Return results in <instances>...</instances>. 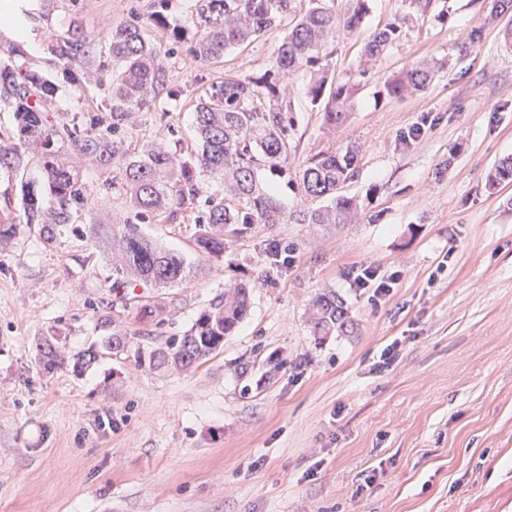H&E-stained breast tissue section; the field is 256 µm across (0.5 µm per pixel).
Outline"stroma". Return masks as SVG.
Instances as JSON below:
<instances>
[{
  "instance_id": "35a3bbf8",
  "label": "stroma",
  "mask_w": 512,
  "mask_h": 512,
  "mask_svg": "<svg viewBox=\"0 0 512 512\" xmlns=\"http://www.w3.org/2000/svg\"><path fill=\"white\" fill-rule=\"evenodd\" d=\"M363 33L333 43L337 81L356 86L348 122L327 128L295 81L293 165L361 148L345 188L352 224H255L186 288H143L111 316L128 350L85 373L45 371L38 337L76 352L99 343L112 304L109 270L81 231L123 219L121 199L96 200L80 229L48 243L27 225L19 181L14 238L0 248V512H512V184L486 177L512 155V12L493 0H433L391 48L366 58V34L408 9L371 0ZM151 0H80L29 17L28 64L56 87L60 123L94 115L95 87L56 66L50 40L150 12ZM284 30L188 65L186 44L163 58L155 111L129 113L125 148L194 141V101L225 73L263 71ZM443 66L425 89L377 95L419 61ZM142 232L200 264L193 224ZM397 274L389 296L352 285L362 264ZM248 315L215 357L155 370L137 349L182 335L252 270ZM343 297L348 333L314 334L316 293ZM165 311L142 317L143 304ZM395 345L391 364L382 351Z\"/></svg>"
}]
</instances>
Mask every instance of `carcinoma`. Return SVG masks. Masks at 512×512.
I'll use <instances>...</instances> for the list:
<instances>
[{
	"mask_svg": "<svg viewBox=\"0 0 512 512\" xmlns=\"http://www.w3.org/2000/svg\"><path fill=\"white\" fill-rule=\"evenodd\" d=\"M166 0H154L145 21L109 25L96 39L76 30L48 45V51L66 70L94 68L96 87L106 96L89 123L59 124L52 118L53 84L38 71L18 61L24 55L9 43L7 61L0 62V108L13 112L14 131L9 143L0 138V178L9 180L35 159L40 182H21L22 204L30 224L53 242L79 214L91 208L99 195L114 193L125 199L136 221L123 224H88L86 235L95 252L109 261V280L115 300L134 299L138 287H183L205 272L187 263L176 251L166 250L139 231V225L164 219L168 223L195 224L194 242L202 255L219 259L229 247L224 233L238 235L251 224H348L359 203L343 193L358 173L361 150L351 144L332 152L311 155L292 169L290 157L295 131L290 85L298 73L309 75L305 95L323 111L325 124L336 128L350 116L355 85L338 83L331 76L326 46L340 37L361 32L370 0H202L188 16L186 27L197 32L190 41V61L219 65L226 51L248 46L264 32L284 26L287 33L268 68L255 75H224L198 96L194 104V130L199 149L185 151L166 143H150L131 155L122 142L112 139L113 129L127 113L150 112L163 91L165 73L161 51L168 38H183L169 31L164 14ZM412 16L395 18L367 37L365 53L375 56L391 47ZM155 29L157 41L148 33ZM441 63L424 60L385 81L379 95L398 99L408 91L424 89ZM96 162L112 175L92 192L76 162L65 150ZM224 181V198H206L202 177ZM512 183V157L495 163L486 185L495 190ZM295 188L306 200L327 198L325 206L286 210L278 197L280 185ZM254 280H241L224 299L205 309L181 336H171L148 354L137 351L155 369L188 370L218 353L247 315ZM315 331L328 334L351 324L348 308L335 293L323 292L312 301ZM101 327L110 330L101 347L69 355L52 336L36 343L37 360L49 370L71 368L84 373L105 355H120L127 334L112 331V318L104 315Z\"/></svg>",
	"mask_w": 512,
	"mask_h": 512,
	"instance_id": "1",
	"label": "carcinoma"
}]
</instances>
